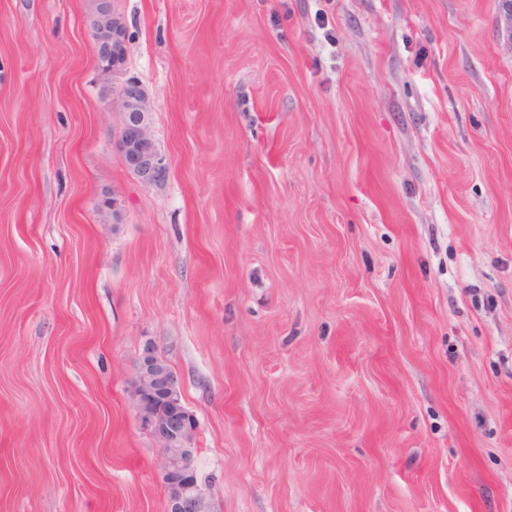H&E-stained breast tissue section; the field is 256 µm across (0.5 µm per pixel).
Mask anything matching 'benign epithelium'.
<instances>
[{
  "instance_id": "benign-epithelium-1",
  "label": "benign epithelium",
  "mask_w": 512,
  "mask_h": 512,
  "mask_svg": "<svg viewBox=\"0 0 512 512\" xmlns=\"http://www.w3.org/2000/svg\"><path fill=\"white\" fill-rule=\"evenodd\" d=\"M89 35L98 74L111 85L118 109L127 115L117 149L141 183H156L165 176L167 164L151 133L147 88L139 78L126 74L129 33L112 0H93ZM133 405L159 442L167 512H200L201 492L194 469L197 420L183 402L177 375L153 352L145 353L139 362Z\"/></svg>"
}]
</instances>
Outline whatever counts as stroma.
<instances>
[{"mask_svg":"<svg viewBox=\"0 0 512 512\" xmlns=\"http://www.w3.org/2000/svg\"><path fill=\"white\" fill-rule=\"evenodd\" d=\"M112 4L153 185L90 0H0V512H167L148 351L202 512H512L501 0ZM89 35L98 74L110 84L117 107L127 115L126 126L116 141L127 167L142 184L156 183L165 176L167 164L151 133V100L143 82L127 76L129 33L115 13L112 0H93ZM133 405L159 442L167 512H200L202 498L193 465L197 420L183 402L177 375L153 352H146L139 362Z\"/></svg>","mask_w":512,"mask_h":512,"instance_id":"obj_1","label":"stroma"}]
</instances>
